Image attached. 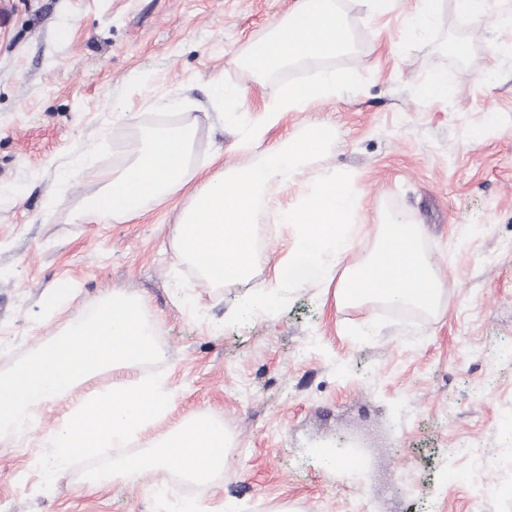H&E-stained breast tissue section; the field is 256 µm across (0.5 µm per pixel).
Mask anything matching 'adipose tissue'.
<instances>
[{"instance_id":"adipose-tissue-1","label":"adipose tissue","mask_w":512,"mask_h":512,"mask_svg":"<svg viewBox=\"0 0 512 512\" xmlns=\"http://www.w3.org/2000/svg\"><path fill=\"white\" fill-rule=\"evenodd\" d=\"M194 128L185 119L148 132L135 156L123 167L106 161L98 167L103 189L84 198L83 215L121 223L136 217L150 204L174 198L195 177L192 169Z\"/></svg>"}]
</instances>
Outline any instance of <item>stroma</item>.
<instances>
[{
    "instance_id": "obj_1",
    "label": "stroma",
    "mask_w": 512,
    "mask_h": 512,
    "mask_svg": "<svg viewBox=\"0 0 512 512\" xmlns=\"http://www.w3.org/2000/svg\"><path fill=\"white\" fill-rule=\"evenodd\" d=\"M295 2L0 0V369L119 289L149 303L174 403L151 438L193 413L230 435L223 473L193 499L199 512H346L350 496L375 512H415L405 483L434 512H503L448 475L484 457L512 464V34L443 0L422 41L408 31L418 0L381 14L343 0L357 49L341 63L365 86L284 113L241 148L209 87L215 76L230 80L244 118L259 122L276 86L239 60ZM439 73L447 96L424 101ZM176 112L195 124L200 168L218 154L244 169L306 125L330 126L329 152L272 197L285 205L317 178L349 173L363 204L348 263L373 248L394 205L426 231L442 284L436 313L360 343L348 327L370 324L381 306L340 307L333 290L311 284L281 312L231 326L234 306L266 288L281 251L261 250L247 282L212 288L173 256L183 197L124 223L81 216L102 180L87 165L66 181L77 157L123 164L157 116ZM69 409L57 401L38 426L0 437V512H180L165 469L96 487L68 469L41 490L38 459ZM342 436L364 440L371 474L341 476L326 461Z\"/></svg>"
}]
</instances>
